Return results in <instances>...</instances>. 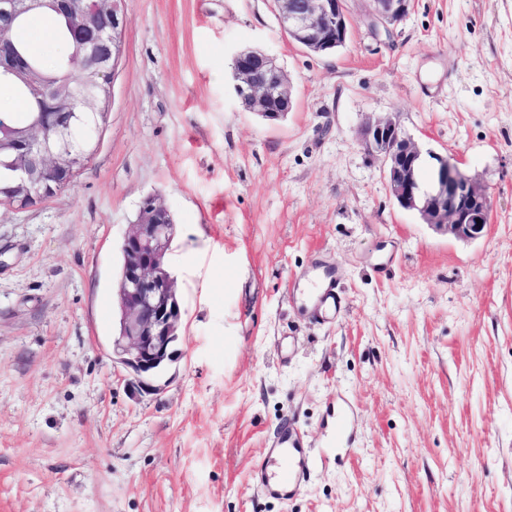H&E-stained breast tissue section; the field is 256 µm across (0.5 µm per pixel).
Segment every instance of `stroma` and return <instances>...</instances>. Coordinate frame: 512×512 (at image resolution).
<instances>
[{
	"label": "stroma",
	"instance_id": "stroma-1",
	"mask_svg": "<svg viewBox=\"0 0 512 512\" xmlns=\"http://www.w3.org/2000/svg\"><path fill=\"white\" fill-rule=\"evenodd\" d=\"M366 0L314 56L273 0H125L124 51L73 184L0 207V512H512V0ZM287 71L295 107L243 111L232 58ZM486 186L460 241L391 198L366 119ZM176 224L181 358L157 395L112 361L120 247L144 197ZM337 274L330 324L290 298ZM351 445L331 444L336 411ZM315 460L295 498L253 475L283 420ZM369 8L366 13L367 26L378 35L381 28L386 32L398 23L409 11L412 0H366Z\"/></svg>",
	"mask_w": 512,
	"mask_h": 512
}]
</instances>
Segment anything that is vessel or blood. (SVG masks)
I'll list each match as a JSON object with an SVG mask.
<instances>
[{
  "instance_id": "vessel-or-blood-1",
  "label": "vessel or blood",
  "mask_w": 512,
  "mask_h": 512,
  "mask_svg": "<svg viewBox=\"0 0 512 512\" xmlns=\"http://www.w3.org/2000/svg\"><path fill=\"white\" fill-rule=\"evenodd\" d=\"M301 294L311 301L322 321H332L345 311L342 297L330 278L308 279ZM312 470L313 460L303 441L295 431L286 429L269 444L258 478L270 495L287 500L309 483Z\"/></svg>"
}]
</instances>
